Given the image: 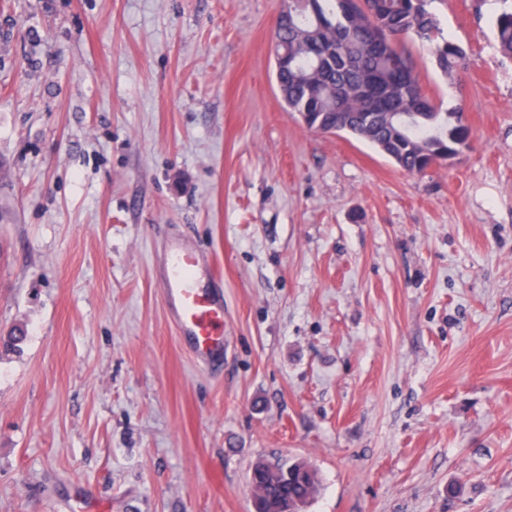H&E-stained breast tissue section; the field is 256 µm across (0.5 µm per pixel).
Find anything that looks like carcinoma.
I'll return each mask as SVG.
<instances>
[{"label":"carcinoma","mask_w":512,"mask_h":512,"mask_svg":"<svg viewBox=\"0 0 512 512\" xmlns=\"http://www.w3.org/2000/svg\"><path fill=\"white\" fill-rule=\"evenodd\" d=\"M316 23L300 15L293 26L275 31L283 65L275 61L277 87L288 111L344 112L353 121L342 131L378 150L390 149L397 164L421 172L469 148L471 127L459 109L441 111L421 87L411 56L402 47L408 36L432 44L446 73L463 69L465 52L435 42L438 26L425 0H313ZM500 51L512 56V7L495 17ZM285 482L284 497L309 502L318 491L316 471L306 462H258L250 482L259 510L270 488Z\"/></svg>","instance_id":"cac0c4a2"}]
</instances>
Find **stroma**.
Wrapping results in <instances>:
<instances>
[{
  "label": "stroma",
  "instance_id": "stroma-1",
  "mask_svg": "<svg viewBox=\"0 0 512 512\" xmlns=\"http://www.w3.org/2000/svg\"><path fill=\"white\" fill-rule=\"evenodd\" d=\"M501 0L406 37L473 140L420 173L309 129L281 0H0V512H512V58ZM224 276V369L163 297L171 240ZM496 41L500 51L512 56V7L505 6L495 17ZM296 463V464H294ZM286 465L264 464L257 462L251 468L250 482L253 495L257 503V508L263 511L267 504V494L270 488L279 484L285 479V470L289 467V473H295L296 476L288 479L284 485V497L289 502L298 500L305 505L315 496L318 491V480L316 471L304 461H298ZM293 467H291V465Z\"/></svg>",
  "mask_w": 512,
  "mask_h": 512
}]
</instances>
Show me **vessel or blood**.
Segmentation results:
<instances>
[{
    "label": "vessel or blood",
    "mask_w": 512,
    "mask_h": 512,
    "mask_svg": "<svg viewBox=\"0 0 512 512\" xmlns=\"http://www.w3.org/2000/svg\"><path fill=\"white\" fill-rule=\"evenodd\" d=\"M163 298L179 340L208 369L224 364V290L210 257L179 247L161 260Z\"/></svg>",
    "instance_id": "vessel-or-blood-1"
}]
</instances>
